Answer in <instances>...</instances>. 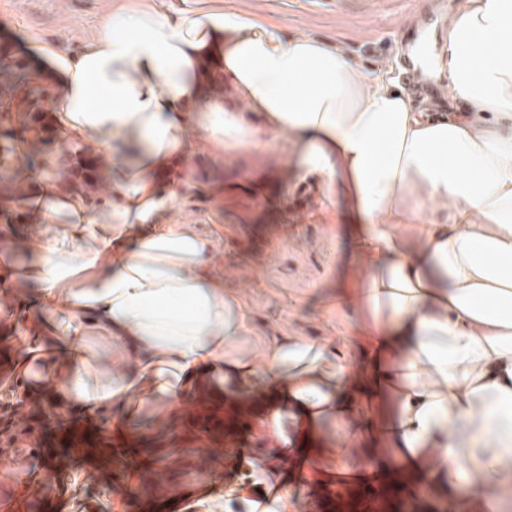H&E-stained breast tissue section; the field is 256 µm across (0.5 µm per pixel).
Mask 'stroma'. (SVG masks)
<instances>
[{"instance_id": "35a3bbf8", "label": "stroma", "mask_w": 512, "mask_h": 512, "mask_svg": "<svg viewBox=\"0 0 512 512\" xmlns=\"http://www.w3.org/2000/svg\"><path fill=\"white\" fill-rule=\"evenodd\" d=\"M123 0H0V46L27 60L32 46L47 44L68 52L92 39L110 6ZM225 8L251 14L279 26L286 36L329 41L365 67L392 61L394 43L420 10V0H224ZM224 194L213 201L208 191H185L169 214L170 223L191 221L212 242L210 263L224 285L249 307L260 341L275 336H306L325 341L358 364L347 344L353 324L337 305L335 287L344 269L349 243L342 220L343 196L321 195L298 177L292 157L272 141L225 159ZM0 293V322L16 326L18 335L0 339V380L19 360L22 342L33 338L37 307L7 311ZM165 405L161 399L137 401L135 423L114 432L112 423L84 422L75 432L84 447L106 441L132 447L151 445L158 435L152 419ZM61 489L43 492L40 480L16 488L0 483V497L15 499L17 512H29L40 500L43 512H123L122 496L111 469L81 456L59 454L53 460ZM202 474L189 478L168 474L166 485L179 488L168 512H184L200 503L199 512H248L250 490L225 479L224 455L203 462Z\"/></svg>"}]
</instances>
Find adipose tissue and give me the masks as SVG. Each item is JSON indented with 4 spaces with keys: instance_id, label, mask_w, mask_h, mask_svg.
<instances>
[{
    "instance_id": "ef3b65f1",
    "label": "adipose tissue",
    "mask_w": 512,
    "mask_h": 512,
    "mask_svg": "<svg viewBox=\"0 0 512 512\" xmlns=\"http://www.w3.org/2000/svg\"><path fill=\"white\" fill-rule=\"evenodd\" d=\"M447 43V112L413 107L391 64L369 75L320 39L221 9L169 16L138 0L78 52L37 46L59 139L115 160L100 214L42 178L26 202L37 231L17 241L28 262L0 261V290L26 286L49 313L34 330L44 372L66 383L61 404L130 421L135 390L180 398L216 378L232 403L258 381L277 391L272 415L311 437L371 404L390 480L499 512L512 474V0H455ZM218 83L247 111H226ZM262 134L324 194L345 193L359 275L336 292L361 315L356 371L327 369L306 337L268 341L257 366L209 240L166 221L195 152L220 163ZM85 336L111 342L126 372L91 384Z\"/></svg>"
}]
</instances>
